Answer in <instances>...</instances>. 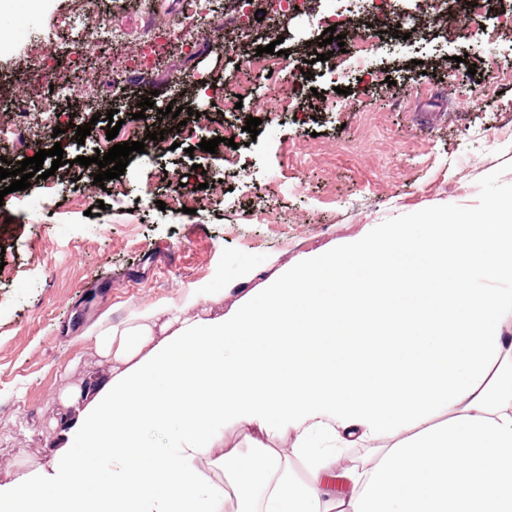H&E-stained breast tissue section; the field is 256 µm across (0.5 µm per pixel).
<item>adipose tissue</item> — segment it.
<instances>
[{
  "label": "adipose tissue",
  "instance_id": "ef3b65f1",
  "mask_svg": "<svg viewBox=\"0 0 512 512\" xmlns=\"http://www.w3.org/2000/svg\"><path fill=\"white\" fill-rule=\"evenodd\" d=\"M91 339L116 368L64 390L51 461L0 482V512H224L243 474L262 483L238 512H512V202L376 229L231 315ZM228 426L294 432L307 480L217 454ZM345 448L365 454L340 473Z\"/></svg>",
  "mask_w": 512,
  "mask_h": 512
}]
</instances>
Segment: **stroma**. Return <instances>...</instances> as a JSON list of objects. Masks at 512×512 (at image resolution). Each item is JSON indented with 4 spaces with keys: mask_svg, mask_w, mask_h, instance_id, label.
Wrapping results in <instances>:
<instances>
[{
    "mask_svg": "<svg viewBox=\"0 0 512 512\" xmlns=\"http://www.w3.org/2000/svg\"><path fill=\"white\" fill-rule=\"evenodd\" d=\"M336 6L320 0L319 15L288 20L279 48L301 81L289 89L293 111L283 113L261 78L235 113L197 88L204 77L232 89L238 67L271 42L263 29L242 39L224 0H214L191 46L146 69L137 40L146 18L129 0L96 4L100 18L128 32L119 51L62 53L51 64L41 50L73 39L68 21L78 0H46L42 10L20 14L0 44V107L14 114L50 99L60 117L25 137L0 134V156L15 164L58 144L65 164L23 191L7 192L0 180V481L49 462L65 387L114 369L87 331L149 310L226 314L272 276L340 252L374 225H411L434 211L455 217L483 211L492 198L512 199V82L487 97L472 94L494 63L512 61V29L497 25L512 13V0H491L453 34L426 24L406 40L381 36L375 53L332 43L331 63H305L304 45L320 37L321 16ZM227 42L236 55L225 56ZM46 69L86 84V94L57 97ZM117 79L127 91L122 102ZM149 96L154 108L134 120L133 105ZM174 103L204 113L195 135L173 150L130 154L120 177L124 196L93 191L97 165L76 159L95 156L98 143L90 136L77 143V127L94 117L107 126L113 109L123 121L117 142H131L138 128L176 127L159 114ZM251 116L261 121L255 136L244 130ZM230 126L234 146L198 150ZM219 181L224 191L216 190ZM176 184L198 201L196 213L158 209Z\"/></svg>",
    "mask_w": 512,
    "mask_h": 512,
    "instance_id": "1",
    "label": "stroma"
}]
</instances>
